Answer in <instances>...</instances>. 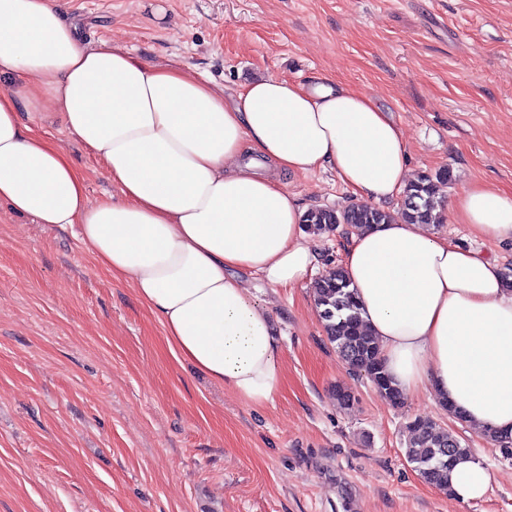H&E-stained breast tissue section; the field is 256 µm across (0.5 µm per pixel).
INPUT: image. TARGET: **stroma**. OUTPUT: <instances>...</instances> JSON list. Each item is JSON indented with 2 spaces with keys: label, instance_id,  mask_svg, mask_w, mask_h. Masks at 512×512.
<instances>
[{
  "label": "stroma",
  "instance_id": "35a3bbf8",
  "mask_svg": "<svg viewBox=\"0 0 512 512\" xmlns=\"http://www.w3.org/2000/svg\"><path fill=\"white\" fill-rule=\"evenodd\" d=\"M84 40L208 77L327 75L400 126L413 176L450 171L512 188V0H66ZM24 120L69 153L97 200L103 167L59 113ZM303 209L357 198L326 168L289 175ZM438 235L512 266V243L444 222ZM284 355L275 400L254 406L169 351L130 284L77 227L0 214V512H512V461L430 392L395 406L330 344L311 288L257 283ZM352 400L339 405L337 389ZM429 419L487 466L481 500L453 502L405 456Z\"/></svg>",
  "mask_w": 512,
  "mask_h": 512
}]
</instances>
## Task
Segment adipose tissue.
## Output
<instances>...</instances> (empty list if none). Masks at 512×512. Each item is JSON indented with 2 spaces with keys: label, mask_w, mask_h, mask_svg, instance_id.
<instances>
[{
  "label": "adipose tissue",
  "mask_w": 512,
  "mask_h": 512,
  "mask_svg": "<svg viewBox=\"0 0 512 512\" xmlns=\"http://www.w3.org/2000/svg\"><path fill=\"white\" fill-rule=\"evenodd\" d=\"M63 7L0 0V209L77 226L180 360L253 405L272 402L283 355L246 278L302 286L320 262L280 178L329 167L363 199L387 201L411 179L402 130L372 97L327 76L224 94L177 66L83 42ZM45 106L118 196L90 200L66 150L24 123ZM449 212L474 236L512 241V189L471 182ZM342 267L392 381L453 404L475 430L512 437V288L497 260L395 218L353 233ZM489 484L467 456L450 497L477 501Z\"/></svg>",
  "instance_id": "ef3b65f1"
}]
</instances>
